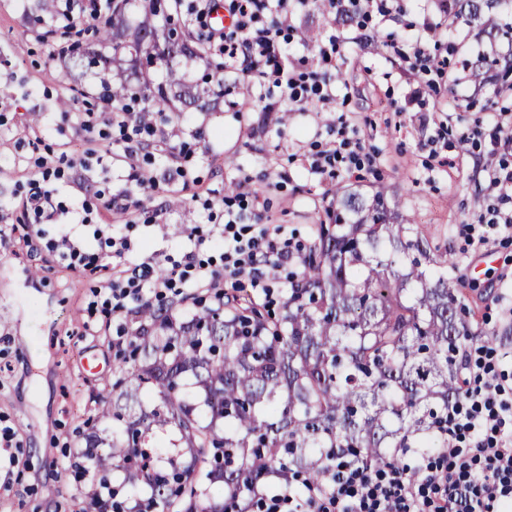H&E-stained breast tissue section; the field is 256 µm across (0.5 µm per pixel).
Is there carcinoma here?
<instances>
[{
	"label": "carcinoma",
	"instance_id": "cac0c4a2",
	"mask_svg": "<svg viewBox=\"0 0 512 512\" xmlns=\"http://www.w3.org/2000/svg\"><path fill=\"white\" fill-rule=\"evenodd\" d=\"M150 0L135 30L154 51L164 36ZM450 24H475L492 42L512 32L500 23L509 0H442ZM183 49L203 59L199 33ZM107 72L102 92L117 104L139 93L151 111L197 94L172 78L133 91L114 58L79 59ZM512 73V53L466 61L484 84L494 65ZM327 222L291 274L282 310L270 314L250 298H219L183 324L160 308L139 311L133 365L122 359L123 389L104 452L87 456L102 506L138 500L136 512H251L259 491L275 485L303 496L331 485L343 448L376 466L403 465L396 449L436 457L445 443L434 421L461 393L454 352L473 335L462 318L448 261L431 264L415 225L383 195L365 199L336 189ZM174 428L164 467L148 447L153 428Z\"/></svg>",
	"mask_w": 512,
	"mask_h": 512
}]
</instances>
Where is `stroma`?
<instances>
[{
	"label": "stroma",
	"instance_id": "stroma-1",
	"mask_svg": "<svg viewBox=\"0 0 512 512\" xmlns=\"http://www.w3.org/2000/svg\"><path fill=\"white\" fill-rule=\"evenodd\" d=\"M56 0H0V221L7 227L0 245V423L15 432L19 464L9 487L0 486V512H87L90 488L71 465L73 449L88 435L111 438L112 421L101 412L119 392V347L133 340L141 320L89 309L93 291L111 274L110 237L127 238V265L144 257L198 260L224 268V245L216 237L224 223L225 199H232L242 223L285 228L293 242L309 249L333 202L337 186L365 195L383 192L390 206L412 219L431 257L450 256L448 275L462 292L478 334L474 346L492 347L496 373L512 385V328L504 325L499 296L512 292V238L487 229L486 247L496 261L478 273L476 258L460 233L462 225H486L487 183L481 164L493 158L512 165V151H494L492 114L512 117V85L478 87L467 70L417 75L405 80L402 56L416 35L432 56L471 58L489 52L476 29L452 28L439 0H405L401 12L372 14L361 23L337 20L328 0H311L304 11L277 15L279 41L287 56L306 57L316 78H330L336 99L316 112L281 99L275 74L258 80L245 70L222 68V55L189 58L174 49L147 64L121 54L131 85L159 84L177 76L197 85L194 103H176L168 121L153 122L151 146L130 163L117 128L98 125L77 131L69 120L74 102L101 90L92 72L72 67L61 28L47 26ZM433 32H425V25ZM310 34L302 44L301 34ZM340 38L336 64L319 63L329 36ZM71 68L64 84L58 70ZM273 111H265V104ZM345 119L372 166L329 177L313 173V155L333 141ZM66 154L86 161L82 175L64 170L51 180L53 199L66 209L84 208L86 225H109L110 236L91 241L95 263L59 260L51 247L61 227L45 224L26 242L34 222L22 202L42 161ZM183 167L186 180L166 174ZM158 176L155 189L138 184L137 171ZM237 190L226 195L224 186ZM137 200L128 212L104 208L103 193ZM196 229L207 247L185 235ZM95 357L104 372L82 369Z\"/></svg>",
	"mask_w": 512,
	"mask_h": 512
}]
</instances>
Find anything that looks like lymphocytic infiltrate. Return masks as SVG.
I'll list each match as a JSON object with an SVG mask.
<instances>
[{
	"mask_svg": "<svg viewBox=\"0 0 512 512\" xmlns=\"http://www.w3.org/2000/svg\"><path fill=\"white\" fill-rule=\"evenodd\" d=\"M308 0H224L233 16L232 30L208 33L207 39L225 61H244L257 78L280 74L279 82L289 101L311 104L332 101L327 83L305 86L296 70L285 69L277 34L262 27L266 15L288 8H303ZM133 109L102 100L97 110L73 108L70 119L80 131H93L97 121L133 130L127 152L135 156L149 148L140 138V125L133 122ZM361 146L352 140L346 126L336 129L328 149L315 154L314 172L323 174L360 166ZM495 203L488 209L489 225L499 234L512 235V167L486 162L483 167ZM224 269L235 279L247 280L258 295L269 296L271 270L293 263L299 247L283 234L250 230L236 218L224 224ZM219 281L213 269L186 253L179 262L167 263L163 276H155L153 258L131 268L113 270L112 279L95 296L102 309L123 313L130 300L148 304L149 294L178 288H215ZM464 388L449 402L437 433L446 444L445 453L417 469L415 474L394 467H376L365 462L344 461L327 489L310 488L304 499L278 489L265 496V512H512V394L506 391L489 364L475 357L470 348L458 352Z\"/></svg>",
	"mask_w": 512,
	"mask_h": 512,
	"instance_id": "obj_1",
	"label": "lymphocytic infiltrate"
}]
</instances>
